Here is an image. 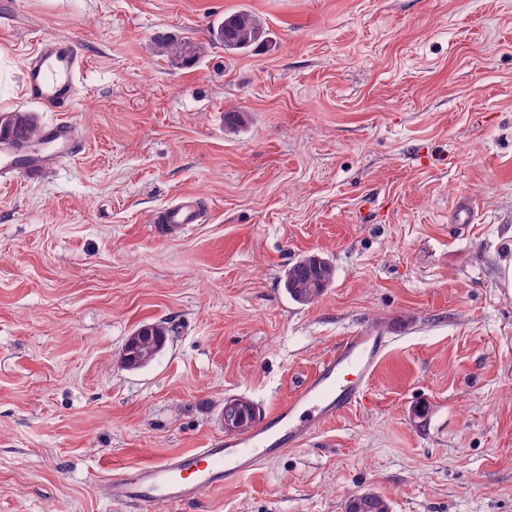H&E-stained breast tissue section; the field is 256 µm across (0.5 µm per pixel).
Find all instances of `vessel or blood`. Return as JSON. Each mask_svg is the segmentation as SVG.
I'll list each match as a JSON object with an SVG mask.
<instances>
[{
  "mask_svg": "<svg viewBox=\"0 0 512 512\" xmlns=\"http://www.w3.org/2000/svg\"><path fill=\"white\" fill-rule=\"evenodd\" d=\"M85 59L68 37L41 38L23 62V96L50 112L72 111L79 99ZM47 151L21 153L17 144L0 142V180L37 178L46 168L72 154L78 144L71 123L58 120L42 131ZM193 202L160 212L156 223L194 224ZM392 328L367 326L345 337L288 402L235 438L214 440L132 471L112 474L104 485L112 503L128 512H155L159 504H188L204 491L235 485L242 477L291 447L303 445L326 420L357 403L393 339Z\"/></svg>",
  "mask_w": 512,
  "mask_h": 512,
  "instance_id": "obj_1",
  "label": "vessel or blood"
}]
</instances>
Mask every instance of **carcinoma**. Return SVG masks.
<instances>
[{"label": "carcinoma", "instance_id": "carcinoma-1", "mask_svg": "<svg viewBox=\"0 0 512 512\" xmlns=\"http://www.w3.org/2000/svg\"><path fill=\"white\" fill-rule=\"evenodd\" d=\"M265 30L257 16L249 10L239 9L226 16L224 21L211 31L210 44H197L176 37L164 43L165 53L177 63L191 67L208 52L209 45L219 44L228 52H240L264 41ZM22 137L30 142L40 139V131L34 116L29 112H0V141ZM335 267L329 259L318 255H307L288 268L284 286L290 297L301 303L311 304L320 298L332 284ZM170 329L161 324H143L134 331L135 341L126 350L123 363L134 370L147 366L143 359L152 351L162 349ZM235 415L241 429L256 422V410L248 403H240L237 411H226ZM346 512H389L387 501L380 495L366 492L354 495L346 503Z\"/></svg>", "mask_w": 512, "mask_h": 512}]
</instances>
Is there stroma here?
I'll return each instance as SVG.
<instances>
[{
    "label": "stroma",
    "mask_w": 512,
    "mask_h": 512,
    "mask_svg": "<svg viewBox=\"0 0 512 512\" xmlns=\"http://www.w3.org/2000/svg\"><path fill=\"white\" fill-rule=\"evenodd\" d=\"M241 8L264 49L161 52ZM47 35L86 57L59 116L22 92ZM13 110L79 148L0 183V512H126L99 482L224 436L225 400L270 413L370 324L397 336L363 400L155 512H512V0H0ZM187 198L198 223H152ZM311 253L336 277L300 305L284 275ZM147 323L166 345L122 367ZM346 512H388L389 505L380 495L366 492L353 495L346 503Z\"/></svg>",
    "instance_id": "35a3bbf8"
}]
</instances>
